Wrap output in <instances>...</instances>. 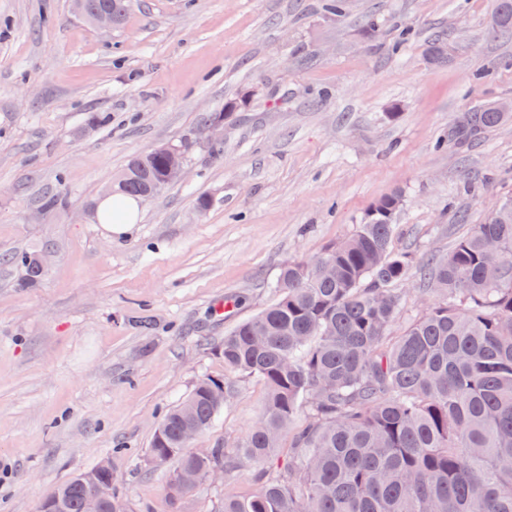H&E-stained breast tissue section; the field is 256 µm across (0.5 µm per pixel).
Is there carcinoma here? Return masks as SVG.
<instances>
[{
	"instance_id": "obj_1",
	"label": "carcinoma",
	"mask_w": 512,
	"mask_h": 512,
	"mask_svg": "<svg viewBox=\"0 0 512 512\" xmlns=\"http://www.w3.org/2000/svg\"><path fill=\"white\" fill-rule=\"evenodd\" d=\"M77 2L84 18L107 11L119 25L130 7ZM495 15L496 28L512 30V0H497ZM248 98L203 122L244 111ZM507 117L485 105L454 132L465 140ZM166 170L163 149L137 153L116 192L147 199L168 188ZM402 202L399 193L381 199L350 239L284 266L276 300L224 336L226 374L200 379L166 413L150 456L175 462L169 512L216 469L250 472L255 489L224 494L215 512H512V199L415 271L392 246ZM34 258H5L22 288L43 278ZM413 278L434 301L396 330ZM246 377L266 387L258 422L196 454L187 429L207 430ZM114 472L98 464L71 477L49 494L54 512H83L91 481Z\"/></svg>"
}]
</instances>
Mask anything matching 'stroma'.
<instances>
[{"label": "stroma", "instance_id": "obj_1", "mask_svg": "<svg viewBox=\"0 0 512 512\" xmlns=\"http://www.w3.org/2000/svg\"><path fill=\"white\" fill-rule=\"evenodd\" d=\"M494 7L347 0L334 16L322 0H132L101 29L73 0H0V256L51 255L32 288L0 263V512H37L108 457L133 505L166 512L167 468L150 459L162 417L224 375L225 335L275 301L283 266L352 237L396 192L393 246L416 264L512 197V116L465 145L449 136L468 109L512 101V33L493 28ZM278 89L288 101L274 107ZM248 91L222 157L195 141L185 180L108 240L93 203L128 158L193 139ZM96 112L110 125L89 128ZM50 194L62 203L47 210ZM264 398L242 381L194 447L247 433ZM253 488L246 471L201 482L182 512Z\"/></svg>", "mask_w": 512, "mask_h": 512}]
</instances>
